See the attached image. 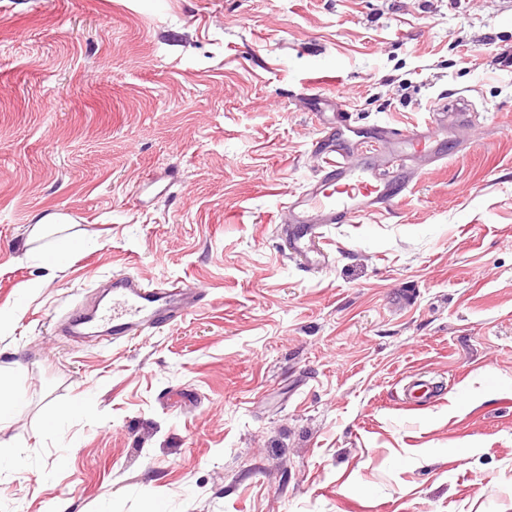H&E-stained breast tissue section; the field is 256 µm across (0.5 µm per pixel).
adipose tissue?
<instances>
[{"label": "adipose tissue", "mask_w": 512, "mask_h": 512, "mask_svg": "<svg viewBox=\"0 0 512 512\" xmlns=\"http://www.w3.org/2000/svg\"><path fill=\"white\" fill-rule=\"evenodd\" d=\"M68 221V216L51 213L29 225L25 230L27 258L48 269H60L65 254L79 242L78 235L70 232Z\"/></svg>", "instance_id": "1"}]
</instances>
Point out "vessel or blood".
I'll return each instance as SVG.
<instances>
[{
    "label": "vessel or blood",
    "instance_id": "b4317fda",
    "mask_svg": "<svg viewBox=\"0 0 512 512\" xmlns=\"http://www.w3.org/2000/svg\"><path fill=\"white\" fill-rule=\"evenodd\" d=\"M448 119V113H439L436 123L423 129L374 126L375 140L390 147L383 156L357 150L346 138L351 128L346 114L320 121L311 147L323 162L320 173L284 206L281 233L289 256L306 270L326 269L330 256L323 247L321 227L374 215L397 204L415 179L413 167L419 152H426L434 163L447 159L448 144L438 130ZM389 168L394 171L390 177L385 174ZM111 288L109 303L77 307L65 314L64 333L80 334L84 325L92 323L113 341H130L176 323L190 309L207 302L202 288L181 281L151 286L136 275L120 274L113 276Z\"/></svg>",
    "mask_w": 512,
    "mask_h": 512
}]
</instances>
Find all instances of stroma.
<instances>
[{"label": "stroma", "mask_w": 512, "mask_h": 512, "mask_svg": "<svg viewBox=\"0 0 512 512\" xmlns=\"http://www.w3.org/2000/svg\"><path fill=\"white\" fill-rule=\"evenodd\" d=\"M509 51L512 0H0V512H512ZM314 93L369 149L470 114L398 204L323 227L318 273L276 233ZM50 212L84 242L39 285ZM117 274L211 302L62 335ZM19 409V399L14 391L9 375L0 373V424L11 421L13 414Z\"/></svg>", "instance_id": "obj_1"}]
</instances>
